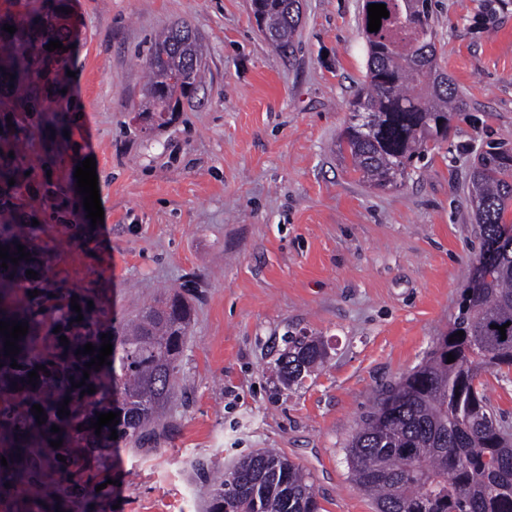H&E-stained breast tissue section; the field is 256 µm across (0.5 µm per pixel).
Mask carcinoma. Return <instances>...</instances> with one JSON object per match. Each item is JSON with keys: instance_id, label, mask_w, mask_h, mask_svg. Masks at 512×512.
Segmentation results:
<instances>
[{"instance_id": "carcinoma-1", "label": "carcinoma", "mask_w": 512, "mask_h": 512, "mask_svg": "<svg viewBox=\"0 0 512 512\" xmlns=\"http://www.w3.org/2000/svg\"><path fill=\"white\" fill-rule=\"evenodd\" d=\"M297 0H252L254 17L278 48L292 45L300 15ZM384 4L389 17L379 31H368V5ZM363 32L368 49L367 83L350 103L353 120L339 140V153L369 186L394 188L428 149L429 142L447 136L449 116L466 103L437 64L429 0H364ZM15 47L0 54V84L23 91V109L42 111L34 91L42 73L25 48L63 39L62 32L32 10L26 28L14 34L0 31ZM150 80L146 105L139 116L149 128L166 124L182 99L196 93L204 70L197 33L176 24L152 45L147 59ZM468 201L475 211L482 240L490 247L502 238L512 211V142L487 144L477 157L468 184ZM38 273L32 279L26 271ZM39 290L25 306H16L18 279ZM46 268L40 257L0 267V321L28 323L17 342L19 354L10 358L0 335V389L11 390V402L0 406V456L7 462L26 461V469L0 471V484L24 485L29 474L44 467H79L87 455L103 447L102 435L91 423L82 391L112 389L122 399L117 435L140 444L147 426L168 401L176 384L177 361L190 324V308L177 296L144 308L132 321L122 342L119 366L109 370L85 368L91 356L76 355L89 343L90 322H78L51 300ZM52 318L50 336L38 328ZM506 326V339L497 327ZM464 332L463 337L455 333ZM66 336L69 344H60ZM288 352L275 371L286 387L299 384L325 361L323 341L309 336L288 339ZM455 361L447 362L448 354ZM16 360L21 368L10 367ZM38 382L28 384L37 366ZM512 366V247L503 245L479 279L461 293L459 311L447 334L423 361L386 391L345 445L351 480L374 501L376 512H512V433L499 423L488 402L482 375ZM89 378L83 379V370ZM85 382L74 388L72 383ZM18 386H13V383ZM70 415H57L65 397ZM46 413L38 424L32 406ZM57 425L60 432L52 433ZM63 440L46 460L34 449ZM64 456L60 461L57 456ZM58 494L55 483H44L30 512H46ZM209 512H319L311 477L288 458L269 449L240 458L218 476Z\"/></svg>"}]
</instances>
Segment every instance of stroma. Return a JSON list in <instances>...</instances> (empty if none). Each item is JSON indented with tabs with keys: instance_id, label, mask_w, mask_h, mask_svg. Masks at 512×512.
I'll use <instances>...</instances> for the list:
<instances>
[{
	"instance_id": "obj_1",
	"label": "stroma",
	"mask_w": 512,
	"mask_h": 512,
	"mask_svg": "<svg viewBox=\"0 0 512 512\" xmlns=\"http://www.w3.org/2000/svg\"><path fill=\"white\" fill-rule=\"evenodd\" d=\"M440 69L465 98L446 138L401 186L360 182L337 150L368 49L363 0H301L275 50L251 0H0L68 33L40 84L42 112L0 87V223L24 227L50 288L120 348L127 320L180 295L191 322L157 435L118 439L78 474L53 472L60 512H207L205 462L278 449L313 480L321 512H375L344 446L377 395L418 365L457 313L481 247L467 185L487 142L512 140V0H431ZM175 22L195 28L205 87L144 129L145 61ZM64 110L65 133L43 111ZM94 157L104 221L74 176ZM292 336L327 345L323 368L285 388ZM512 428V367L482 378Z\"/></svg>"
}]
</instances>
